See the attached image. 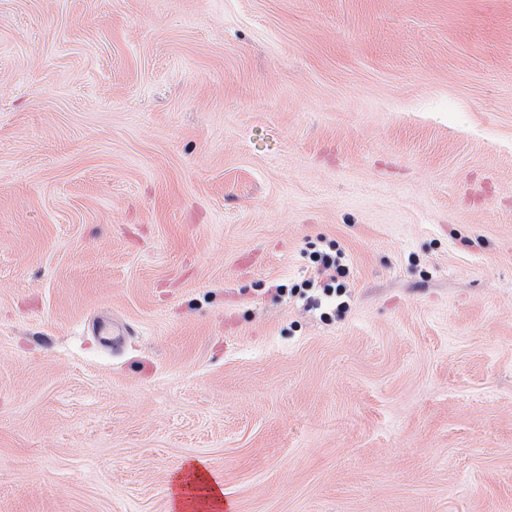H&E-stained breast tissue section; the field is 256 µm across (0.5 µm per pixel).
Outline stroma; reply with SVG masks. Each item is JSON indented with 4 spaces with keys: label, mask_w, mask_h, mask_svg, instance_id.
Returning a JSON list of instances; mask_svg holds the SVG:
<instances>
[{
    "label": "stroma",
    "mask_w": 512,
    "mask_h": 512,
    "mask_svg": "<svg viewBox=\"0 0 512 512\" xmlns=\"http://www.w3.org/2000/svg\"><path fill=\"white\" fill-rule=\"evenodd\" d=\"M196 462L201 512H512V0H0V512ZM344 252L335 241H329L325 247L314 250L310 260L317 269L319 275L326 277H315L305 281V286L316 290V296L308 299L310 307L318 308L322 305V299L330 300L336 297L341 298L347 295L346 286L339 282L338 276L346 275V265L343 264ZM333 272L334 274H332ZM336 274V275H335ZM96 330L92 333L101 347H112L120 350L126 343L130 330L126 326L113 322L112 330L102 321H98Z\"/></svg>",
    "instance_id": "stroma-1"
}]
</instances>
